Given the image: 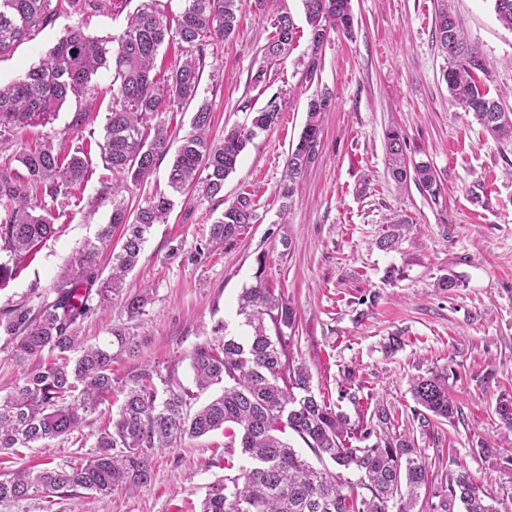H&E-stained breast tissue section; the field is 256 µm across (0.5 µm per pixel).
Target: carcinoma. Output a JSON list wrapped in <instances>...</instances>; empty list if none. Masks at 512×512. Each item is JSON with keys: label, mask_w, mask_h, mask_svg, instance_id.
Segmentation results:
<instances>
[{"label": "carcinoma", "mask_w": 512, "mask_h": 512, "mask_svg": "<svg viewBox=\"0 0 512 512\" xmlns=\"http://www.w3.org/2000/svg\"><path fill=\"white\" fill-rule=\"evenodd\" d=\"M144 0L117 36L95 37L84 26L67 30L39 65L0 85V131L45 125L70 98L96 92L94 79L112 73V106L105 117L102 142L96 143L105 169L116 178L110 223L86 241L53 287V297L37 304L21 302L0 311V337L11 344L10 358L19 365L38 363L12 387L0 389V454L13 448L49 447V442L80 432L86 417L114 395L122 396L108 425L99 430L88 456L42 470L21 468L0 480V501L44 498L83 489L108 495L134 491L152 478V456L185 438L224 431V478L207 487L200 512H418L420 490L431 479L430 467L416 448L410 428L395 432L391 408L376 402L369 421L351 420L339 406L313 391L307 366L290 354L297 312L290 299L268 286L263 263L255 284L242 290L239 315L248 334L218 336L197 344L188 355L196 390L174 374L154 383L146 368L127 380L112 376L115 354L133 353L134 338L114 327L110 338L87 345L81 325L95 309L118 300L128 319L144 314L149 291L126 295L123 282L133 270L156 224H164L180 197L199 202L224 197V182L258 133L280 120L279 96L251 113L250 127L231 128L216 141L209 135L212 103L201 97L209 42L227 40L239 26L242 0H183L179 15ZM310 27L312 51L305 65L312 78L327 33L353 27L350 0H302ZM501 25L512 30V0H492ZM110 0H0V56L32 39L67 10L90 18ZM298 27L293 16H275L262 62L250 82L267 83L269 65L293 46ZM435 38L448 56L443 79L448 93L495 139L512 140V123H497L499 101L477 79L485 71L480 50L468 43L463 23L449 0H439ZM176 42L180 56L160 79L154 73L161 48ZM195 105L191 131L182 137L167 170V190L139 205L135 214L119 199L127 182L148 178L170 151V124L161 112ZM332 97L323 91L308 104L307 120L295 147L289 149L278 194L283 208L294 197L315 162L322 138L323 115ZM388 171L400 186L412 180L429 196L440 186L428 162L408 164L403 134H385ZM23 172L0 167V286L23 267L32 251L54 234L51 220L35 212L67 199L89 177L90 150L64 155L50 138L17 156ZM255 219L254 202L240 194L210 224L208 244L231 247ZM121 229L119 248L103 275L98 258ZM402 225L394 223L380 241L385 250L399 244ZM117 353H112V347ZM223 385L217 396L197 409V393ZM411 421L421 430L455 421L457 404L448 393V372L435 370L410 386ZM503 429L512 433V397L502 395L496 409ZM297 435L321 463L303 458L285 439ZM355 473L351 481L344 473ZM488 495L465 469L448 472L432 512H498ZM396 510H391V507Z\"/></svg>", "instance_id": "1"}]
</instances>
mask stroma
<instances>
[{
  "label": "stroma",
  "mask_w": 512,
  "mask_h": 512,
  "mask_svg": "<svg viewBox=\"0 0 512 512\" xmlns=\"http://www.w3.org/2000/svg\"><path fill=\"white\" fill-rule=\"evenodd\" d=\"M141 3L117 0L86 21L59 14L35 39L0 58V83L37 64L69 27L82 23L90 35H118ZM451 4L485 59L482 82L512 109V31L497 21L491 0ZM351 6L352 33L331 32L310 78L305 63L312 45L301 0H267L261 8L244 0L235 34L211 46L209 75L201 83L212 102L213 133L220 138L227 128L248 125L250 109L275 94L281 118L243 151L224 183L223 201L188 211L176 206L168 223L154 226L125 280L126 291L149 290L144 315L128 320L123 306L111 303L84 321L81 334L101 342L112 326L127 325L138 350L113 362L116 377L148 365L191 385L190 351L213 339L217 326L239 333L237 298L264 268L270 287L296 307L292 353L309 368L314 392L334 401L348 387L359 397V405L342 403L346 412L359 406L368 413L381 401L406 421L414 407L412 380L447 369L460 418L415 430V443L432 470L467 469L499 512H512V447L495 455L480 451L498 441L496 405L502 393L512 394V141L493 139L449 96L448 60L434 34L438 0H351ZM282 11L293 15L298 37L270 65L260 88L250 74ZM109 88V75H100L93 98L68 100L49 124L1 133L0 166L46 137L64 152L76 150L90 130L74 127L75 114L90 110L92 130H101ZM323 89L335 107L325 115L319 154L286 207L278 186L288 149L305 124L309 100ZM391 128L404 134L409 162L434 168L441 196L431 198L412 183L397 187L389 177L384 134ZM91 161L78 203L53 205L55 234L0 288V310L50 296L75 251L108 224L115 179L99 153ZM242 193L255 203L253 223L234 247L208 246L209 224ZM398 218L407 221L399 246L381 249L379 239ZM450 272L459 285L448 292L437 281ZM393 336L403 342L395 352L387 349ZM117 407L112 399L88 415L83 441L55 440L47 449L0 456V475L90 453V434ZM223 475L224 434L217 431L156 451L152 479L138 491L92 500L31 497L0 502V512H199L207 486Z\"/></svg>",
  "instance_id": "stroma-1"
}]
</instances>
